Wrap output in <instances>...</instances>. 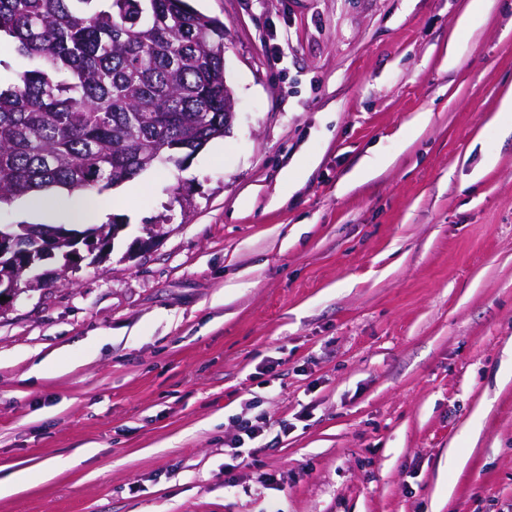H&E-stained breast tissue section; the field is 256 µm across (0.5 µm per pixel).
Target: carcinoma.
Returning <instances> with one entry per match:
<instances>
[{"mask_svg": "<svg viewBox=\"0 0 512 512\" xmlns=\"http://www.w3.org/2000/svg\"><path fill=\"white\" fill-rule=\"evenodd\" d=\"M0 206L32 195L85 201L158 167L182 168L230 127L224 24L187 0H0ZM166 145L160 157L154 146ZM122 225L88 224L108 244ZM74 230L0 226V245Z\"/></svg>", "mask_w": 512, "mask_h": 512, "instance_id": "obj_1", "label": "carcinoma"}]
</instances>
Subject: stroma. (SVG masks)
<instances>
[{"label": "stroma", "instance_id": "35a3bbf8", "mask_svg": "<svg viewBox=\"0 0 512 512\" xmlns=\"http://www.w3.org/2000/svg\"><path fill=\"white\" fill-rule=\"evenodd\" d=\"M469 2L192 0L235 121L0 304V480L70 462L0 512H512V0ZM269 420L265 416H257L254 420H245L240 424L241 434L237 438V446L234 448H242L246 441L252 442L264 435L267 431Z\"/></svg>", "mask_w": 512, "mask_h": 512}]
</instances>
